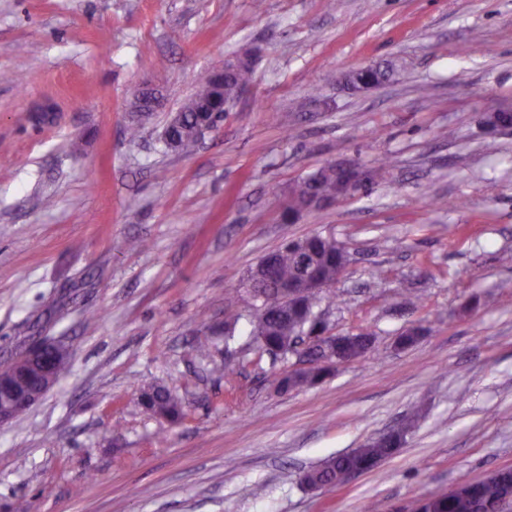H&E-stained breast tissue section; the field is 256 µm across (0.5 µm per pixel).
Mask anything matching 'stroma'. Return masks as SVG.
Returning <instances> with one entry per match:
<instances>
[{"label":"stroma","instance_id":"35a3bbf8","mask_svg":"<svg viewBox=\"0 0 512 512\" xmlns=\"http://www.w3.org/2000/svg\"><path fill=\"white\" fill-rule=\"evenodd\" d=\"M254 82L191 155L161 132L226 58ZM396 62L364 93L338 81ZM0 362L37 338L67 370L0 427V512H409L512 466V0H0ZM164 105L129 141L130 103ZM49 117L37 121L41 111ZM330 161L369 190L283 215ZM319 234L349 253L316 306L373 346L277 389L249 270ZM418 328L413 346L398 337ZM233 375H225V367ZM165 385L184 421L145 412ZM393 457L312 490L301 476L401 426Z\"/></svg>","mask_w":512,"mask_h":512}]
</instances>
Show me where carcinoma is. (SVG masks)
<instances>
[{
  "mask_svg": "<svg viewBox=\"0 0 512 512\" xmlns=\"http://www.w3.org/2000/svg\"><path fill=\"white\" fill-rule=\"evenodd\" d=\"M253 69L236 67L224 75L210 77L200 83L193 94L181 105V112L173 126L175 139L164 136L167 147L185 154L195 150L197 127L214 112H221L224 103L235 97L241 86L252 82ZM334 163L329 162L318 171L322 192L329 196L341 195L336 181ZM272 271L261 281L260 286L273 297L266 306L254 305L250 313L251 334L261 342V349L270 355L288 348L313 329V307L317 293L310 290L315 282L330 284L347 263L345 247L335 240L321 235H312L292 240L272 251ZM372 337L361 336L341 345L349 360H355L367 352ZM315 349L306 348L304 356L310 366L296 375L283 374L279 381L282 390L288 391L301 385L321 382L330 372L331 366L314 358ZM141 406L148 412L179 422L187 415L182 399L169 389L157 386L142 392ZM404 431L390 433L380 441L364 445L348 454H339L322 465L305 472L302 481L318 486L349 471H368L376 463L395 454L403 441ZM512 484V469H502L491 482L468 481L458 485L451 494L431 495L420 502L416 512H496L504 485Z\"/></svg>",
  "mask_w": 512,
  "mask_h": 512,
  "instance_id": "1",
  "label": "carcinoma"
}]
</instances>
